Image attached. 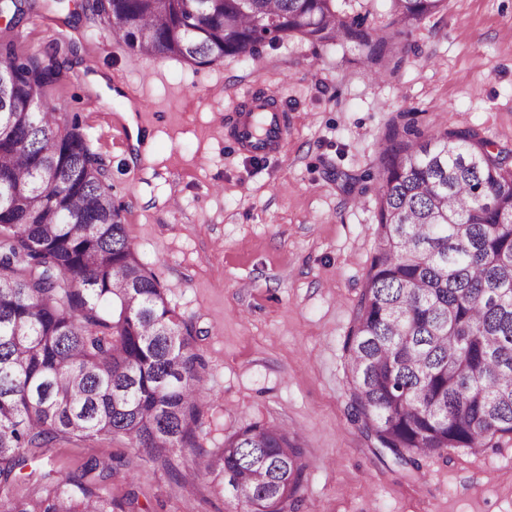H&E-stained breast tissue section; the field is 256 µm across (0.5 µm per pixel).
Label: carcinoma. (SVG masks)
Returning <instances> with one entry per match:
<instances>
[{"label":"carcinoma","mask_w":512,"mask_h":512,"mask_svg":"<svg viewBox=\"0 0 512 512\" xmlns=\"http://www.w3.org/2000/svg\"><path fill=\"white\" fill-rule=\"evenodd\" d=\"M339 0H87L85 10L143 54L209 65L286 36L353 42L372 78L404 61L400 36L447 0H389L390 20ZM35 7L0 0L7 27ZM56 43L19 55L0 36V512H136L80 475L24 473L58 439L119 436L131 456L174 471L196 448L207 404L193 327L129 240L104 160L49 88L66 71ZM377 245L342 349L347 415L382 462L418 467L443 448L479 452L512 436V149L473 127L429 138L410 112L388 121L377 171ZM197 476L236 512H298L310 459L298 435L251 422L200 450ZM239 488L251 495L240 499Z\"/></svg>","instance_id":"carcinoma-1"}]
</instances>
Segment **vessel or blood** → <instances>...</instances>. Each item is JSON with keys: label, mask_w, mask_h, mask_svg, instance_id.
Returning a JSON list of instances; mask_svg holds the SVG:
<instances>
[{"label": "vessel or blood", "mask_w": 512, "mask_h": 512, "mask_svg": "<svg viewBox=\"0 0 512 512\" xmlns=\"http://www.w3.org/2000/svg\"><path fill=\"white\" fill-rule=\"evenodd\" d=\"M224 123L237 147L268 155L277 152L282 145L288 118L267 99L253 97L245 111L226 115Z\"/></svg>", "instance_id": "obj_1"}]
</instances>
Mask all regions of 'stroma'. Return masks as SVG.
I'll list each match as a JSON object with an SVG mask.
<instances>
[{
    "instance_id": "obj_1",
    "label": "stroma",
    "mask_w": 512,
    "mask_h": 512,
    "mask_svg": "<svg viewBox=\"0 0 512 512\" xmlns=\"http://www.w3.org/2000/svg\"><path fill=\"white\" fill-rule=\"evenodd\" d=\"M84 2L45 0L10 37L22 55L76 47L49 96L78 118L140 260L193 326L213 397L198 449L273 422L314 456L309 497L321 512H512V439L419 457L409 476L376 461L349 423L342 342L377 243V185L358 192L335 178L375 164L398 111L427 135L474 127L512 146V0H448L402 36L404 63L388 81L370 76L353 44L294 36L204 66L145 56ZM255 93L288 114L279 154L241 151L226 135L225 115ZM126 450L120 437L58 440L35 466L77 474ZM195 451L176 449L173 472L90 479L117 501L137 489L142 512H233L192 483Z\"/></svg>"
}]
</instances>
